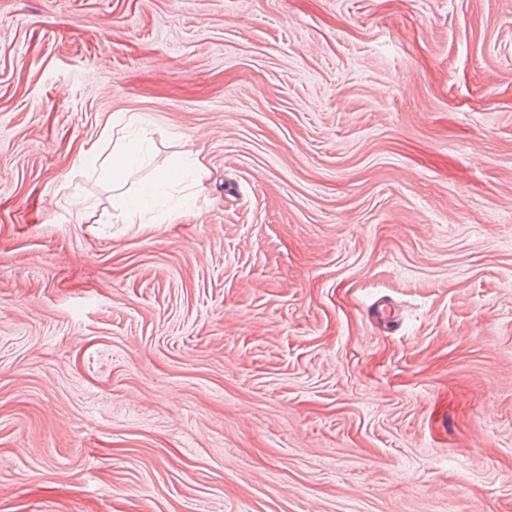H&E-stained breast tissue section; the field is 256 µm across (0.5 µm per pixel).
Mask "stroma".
Wrapping results in <instances>:
<instances>
[{"mask_svg": "<svg viewBox=\"0 0 512 512\" xmlns=\"http://www.w3.org/2000/svg\"><path fill=\"white\" fill-rule=\"evenodd\" d=\"M0 512H512V0H0ZM133 138L124 149L114 150L104 154L98 151L95 146L87 149L82 157L81 163L85 166L101 170L102 174L112 182L120 185L130 178L133 169L140 163L150 158V145L148 132L140 128L138 132L132 133ZM183 147L180 163L161 169L154 180L142 186L136 195L128 199H121L118 202V207L131 218L154 219L155 216L152 213L159 200L168 195L171 189L180 185L193 172L195 156L198 154L194 149V142L190 139L185 140Z\"/></svg>", "mask_w": 512, "mask_h": 512, "instance_id": "35a3bbf8", "label": "stroma"}]
</instances>
